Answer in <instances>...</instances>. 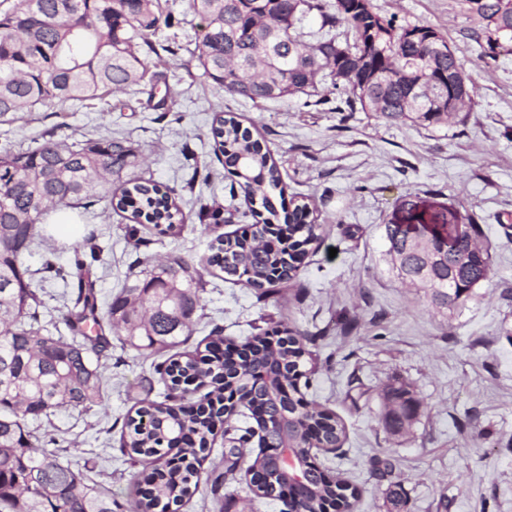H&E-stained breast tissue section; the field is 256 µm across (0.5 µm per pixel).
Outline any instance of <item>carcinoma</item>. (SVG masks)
Wrapping results in <instances>:
<instances>
[{"mask_svg": "<svg viewBox=\"0 0 512 512\" xmlns=\"http://www.w3.org/2000/svg\"><path fill=\"white\" fill-rule=\"evenodd\" d=\"M481 26L482 54L512 52V0H462ZM203 23L194 46H185L204 74L227 90L258 104L316 93L318 76L330 77L338 92L336 111L375 112L390 122L424 129L462 121L473 102L470 79L455 52L433 49L444 40L425 25L398 26L373 10L371 0H187ZM317 12L322 35L304 41L303 21ZM162 16L158 0H14L0 12V123L19 112L54 102L87 101L99 93L132 87L154 95L164 77L149 58L172 52L154 37ZM346 23L351 37L332 34ZM224 168L239 178L245 200L259 204L261 221L251 238H215L208 263L253 288L271 285L291 270L299 246L311 244L315 226L283 205L281 173L271 153L234 117L211 129ZM123 142L103 138L67 141L49 131L34 146L0 156V507L7 512H171L201 481V458L213 435L216 411L202 405L147 401L127 417L128 439L120 451L152 463L171 451L181 455L179 479L155 470L136 498L122 504L85 481L67 449L49 450L27 430L30 418L48 419L60 410H89L102 401L100 361L110 347L106 333L151 355L183 343L205 282L183 256L144 268L117 295L100 301L91 274L78 277L63 317L68 335L54 333L38 318L42 289L24 257L44 236L42 220L63 206L89 207L105 201L131 212L137 224L172 230L183 217L169 192L148 180H129L118 195L112 182L137 166ZM475 217L453 204L404 198L384 224L387 253L398 276L431 291L439 305L455 303L485 280L490 256L476 242ZM245 356L215 364L189 354L155 366L161 379L196 389L232 387L244 406L267 407L270 419L293 401L272 396L257 372L277 360L285 380L297 376L305 349L287 335L273 348L254 334ZM409 386L393 384L384 394V422L393 434L410 410ZM306 439L339 445L336 417L317 408L304 418ZM310 512L325 503L347 508L355 491L329 481L315 483Z\"/></svg>", "mask_w": 512, "mask_h": 512, "instance_id": "1", "label": "carcinoma"}]
</instances>
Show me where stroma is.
<instances>
[{
  "label": "stroma",
  "mask_w": 512,
  "mask_h": 512,
  "mask_svg": "<svg viewBox=\"0 0 512 512\" xmlns=\"http://www.w3.org/2000/svg\"><path fill=\"white\" fill-rule=\"evenodd\" d=\"M170 25L157 41L179 46L164 57L166 109L132 90L89 102L41 106L0 124V151L31 146L47 130L72 140L109 137L141 151L133 176L169 188L184 228L163 235L144 227L136 247L129 214L103 204L72 209L80 239L91 240L101 299L116 295L138 272L139 259L181 254L204 263L220 235H238L257 218L236 177L214 154L211 126L233 113L266 146L282 173L287 203H307L315 241L298 277L274 283L268 295L205 274L206 289L193 333L179 353L204 355L213 328L225 341L244 343L254 328H288L308 350L298 388L312 406L336 415L340 446L316 454L331 475L359 491L354 512H391L387 494L401 487L403 512H512V54L483 56L478 24L461 0H372L396 25H425L442 34L473 87L464 122L426 130L393 125L372 112H339L334 103L304 106L285 97L258 104L207 78L182 47L200 33L185 0H160ZM200 169L192 171L186 155ZM439 194L441 202L473 214L490 274L449 308L432 305L428 289L402 283L386 253L384 224L401 197ZM221 223L200 220V208ZM70 237L38 241L25 264L45 293L41 320L61 322L63 292L75 288ZM52 262L54 272L43 269ZM157 357L113 337L104 361V397L89 411H61L37 422L42 440H55L84 463L91 483L119 501L136 497L151 465H131L120 452L124 422L138 400L156 399L163 384ZM408 383L418 401L402 435L383 422L382 389ZM203 473L220 476L219 489L200 483L178 512H286L282 502L256 493L249 468L258 437L230 449L223 432L210 439ZM391 469H383V461Z\"/></svg>",
  "instance_id": "obj_1"
}]
</instances>
